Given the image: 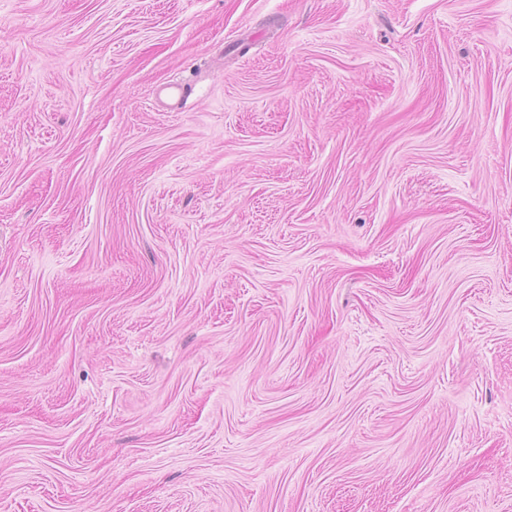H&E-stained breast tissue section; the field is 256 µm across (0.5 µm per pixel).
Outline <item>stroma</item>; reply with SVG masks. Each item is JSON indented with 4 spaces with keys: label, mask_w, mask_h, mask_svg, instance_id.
<instances>
[{
    "label": "stroma",
    "mask_w": 512,
    "mask_h": 512,
    "mask_svg": "<svg viewBox=\"0 0 512 512\" xmlns=\"http://www.w3.org/2000/svg\"><path fill=\"white\" fill-rule=\"evenodd\" d=\"M0 512H512V0H0Z\"/></svg>",
    "instance_id": "35a3bbf8"
}]
</instances>
